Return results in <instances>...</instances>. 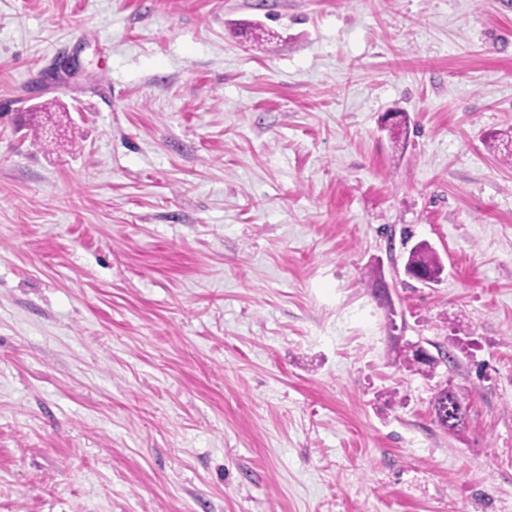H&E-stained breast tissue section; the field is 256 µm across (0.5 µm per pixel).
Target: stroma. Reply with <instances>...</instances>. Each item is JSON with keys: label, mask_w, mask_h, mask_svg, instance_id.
Returning <instances> with one entry per match:
<instances>
[{"label": "stroma", "mask_w": 512, "mask_h": 512, "mask_svg": "<svg viewBox=\"0 0 512 512\" xmlns=\"http://www.w3.org/2000/svg\"><path fill=\"white\" fill-rule=\"evenodd\" d=\"M510 128L512 0H0V512H512ZM407 262L410 265H419L424 272L432 277L442 272L441 264L435 251L427 243H420L413 247L408 254ZM436 349L438 351V359H429V360H421L418 356L417 349H410L405 354H403V363L404 365L411 369L414 367H417V365H424L428 368V371H433L435 367L439 363H451L453 361L451 352L447 349H442L441 347H437ZM440 361V362H439ZM435 402L436 405L434 406V412H433V421L434 423L445 433H448V429H454L458 425H448V417L454 416V411L449 407L448 408V414L442 415L437 408V404H441L444 402L448 403H456L461 405H466L467 403V394L466 392L462 391L461 389L455 390L451 386H446L439 390L437 395H435ZM456 430V429H454Z\"/></svg>", "instance_id": "stroma-1"}]
</instances>
